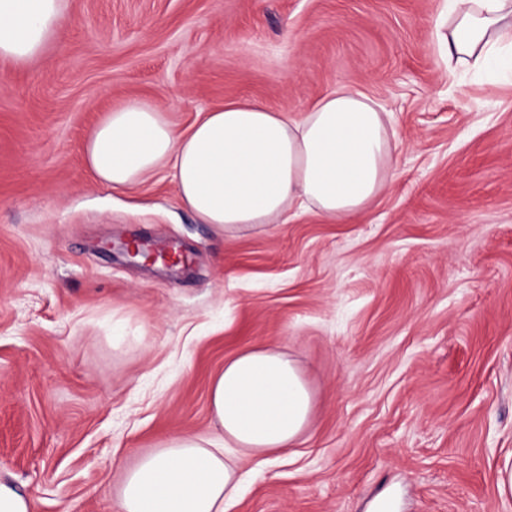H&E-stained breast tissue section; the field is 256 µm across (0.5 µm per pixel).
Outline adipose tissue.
<instances>
[{
	"label": "adipose tissue",
	"mask_w": 512,
	"mask_h": 512,
	"mask_svg": "<svg viewBox=\"0 0 512 512\" xmlns=\"http://www.w3.org/2000/svg\"><path fill=\"white\" fill-rule=\"evenodd\" d=\"M67 0H0V58L25 64L65 20ZM437 38L449 61L512 77V0H442ZM85 163L128 189L171 170L182 205L233 234L316 209L342 221L365 211L396 175L385 112L341 86L302 118L255 101L204 111L184 131L156 102L128 100L87 134ZM212 437L170 438L121 483V512H226L242 492L234 453L271 456L302 436L312 399L280 351L246 349L212 380Z\"/></svg>",
	"instance_id": "obj_1"
}]
</instances>
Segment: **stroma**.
Returning <instances> with one entry per match:
<instances>
[{
	"instance_id": "obj_1",
	"label": "stroma",
	"mask_w": 512,
	"mask_h": 512,
	"mask_svg": "<svg viewBox=\"0 0 512 512\" xmlns=\"http://www.w3.org/2000/svg\"><path fill=\"white\" fill-rule=\"evenodd\" d=\"M441 0H68L0 59V478L31 512H120V477L208 436L225 361H294L310 423L243 455L230 512H512V82L449 71ZM339 86L389 114L398 175L346 222L226 234L171 174L125 190L88 131L131 99L176 126L224 102L302 116ZM129 239L186 255L131 264Z\"/></svg>"
}]
</instances>
